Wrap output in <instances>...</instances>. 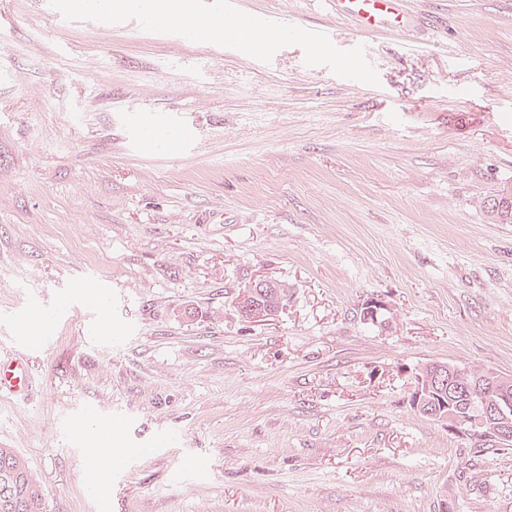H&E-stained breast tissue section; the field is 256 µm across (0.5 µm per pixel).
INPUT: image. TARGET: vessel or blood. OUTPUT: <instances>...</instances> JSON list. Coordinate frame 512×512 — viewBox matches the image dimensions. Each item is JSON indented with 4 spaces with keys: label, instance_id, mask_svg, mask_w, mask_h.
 Instances as JSON below:
<instances>
[{
    "label": "vessel or blood",
    "instance_id": "b4317fda",
    "mask_svg": "<svg viewBox=\"0 0 512 512\" xmlns=\"http://www.w3.org/2000/svg\"><path fill=\"white\" fill-rule=\"evenodd\" d=\"M406 0H330L338 16L351 19L368 34L394 33L413 35L416 23L405 8ZM32 373L23 362L0 361V390H29Z\"/></svg>",
    "mask_w": 512,
    "mask_h": 512
}]
</instances>
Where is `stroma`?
<instances>
[{
  "instance_id": "stroma-1",
  "label": "stroma",
  "mask_w": 512,
  "mask_h": 512,
  "mask_svg": "<svg viewBox=\"0 0 512 512\" xmlns=\"http://www.w3.org/2000/svg\"><path fill=\"white\" fill-rule=\"evenodd\" d=\"M236 6L364 46L379 85L0 0V359L33 365L0 444L47 512H512V449L409 403L431 362L512 375V224L479 205L512 185V0H409L415 38ZM162 113L194 127L154 154ZM258 279L289 291L263 324L235 304ZM40 309L45 345L19 330ZM90 421L129 451L106 496Z\"/></svg>"
}]
</instances>
